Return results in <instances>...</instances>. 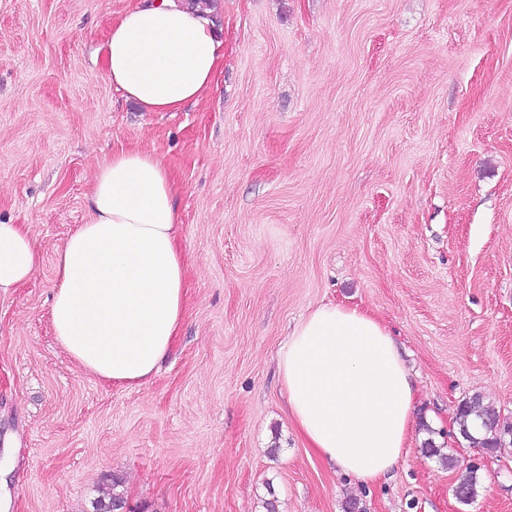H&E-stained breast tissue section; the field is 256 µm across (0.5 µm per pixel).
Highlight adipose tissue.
I'll return each mask as SVG.
<instances>
[{"label":"adipose tissue","mask_w":512,"mask_h":512,"mask_svg":"<svg viewBox=\"0 0 512 512\" xmlns=\"http://www.w3.org/2000/svg\"><path fill=\"white\" fill-rule=\"evenodd\" d=\"M106 77L146 112H176L217 83L224 41L211 10L138 0L113 21ZM177 182L163 156L119 148L98 158L76 225L56 260L51 320L59 344L89 373L140 386L157 373L185 314ZM39 264L23 225L0 223V292ZM288 413L310 448L363 485L386 476L408 442L415 385L388 329L336 304L293 327L277 360Z\"/></svg>","instance_id":"obj_1"}]
</instances>
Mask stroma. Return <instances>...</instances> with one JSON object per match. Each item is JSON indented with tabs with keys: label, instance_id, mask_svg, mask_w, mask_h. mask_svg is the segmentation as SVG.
Here are the masks:
<instances>
[{
	"label": "stroma",
	"instance_id": "obj_1",
	"mask_svg": "<svg viewBox=\"0 0 512 512\" xmlns=\"http://www.w3.org/2000/svg\"><path fill=\"white\" fill-rule=\"evenodd\" d=\"M132 0H0V222L39 265L0 293V512H512V447L464 440L480 396L512 423V0H215L224 65L201 102L144 112L103 77ZM161 154L180 193L186 313L144 386L57 342L56 255L98 157ZM375 315L417 390L372 486L298 434L277 369L317 305ZM477 464L474 501L452 491Z\"/></svg>",
	"mask_w": 512,
	"mask_h": 512
}]
</instances>
